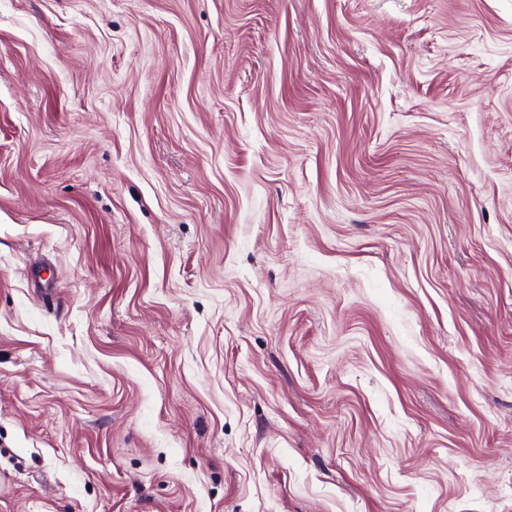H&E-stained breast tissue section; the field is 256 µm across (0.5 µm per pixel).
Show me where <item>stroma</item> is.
<instances>
[{"label": "stroma", "instance_id": "1", "mask_svg": "<svg viewBox=\"0 0 512 512\" xmlns=\"http://www.w3.org/2000/svg\"><path fill=\"white\" fill-rule=\"evenodd\" d=\"M0 512H512V0H0Z\"/></svg>", "mask_w": 512, "mask_h": 512}]
</instances>
